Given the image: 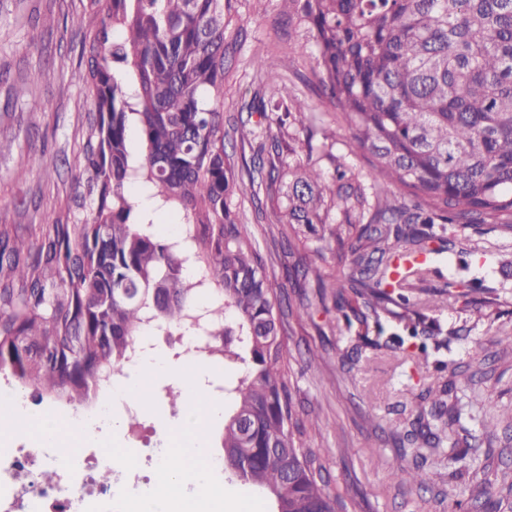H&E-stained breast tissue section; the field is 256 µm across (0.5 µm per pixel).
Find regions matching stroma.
<instances>
[{"mask_svg":"<svg viewBox=\"0 0 512 512\" xmlns=\"http://www.w3.org/2000/svg\"><path fill=\"white\" fill-rule=\"evenodd\" d=\"M87 0H0V140L11 149L0 154V224H43L66 220L75 189L74 159L81 127L92 105L85 94L81 61L83 34L71 23ZM283 0H264L262 10L245 7L238 24L242 34L230 47L225 67L224 123L241 116L244 102L258 88L254 62L271 60L286 84L311 78L315 48L281 24ZM53 71L51 82L34 80L40 69ZM305 124L312 141L297 140L290 163L318 160L325 173L333 167L326 151L364 165L351 146L348 128L336 130L331 148H324L321 128L326 107L304 91ZM240 220L254 234L266 262V272L278 295L298 304L315 295V278L303 288L288 278L291 257L273 245L270 228L258 212L248 180L236 193ZM508 267L493 263L482 272L484 306L451 301L438 308H408L388 304L379 320H362L350 309L327 300L313 317H287L281 340L288 355L293 422L303 427L311 415L327 426L309 433L307 441L325 467L329 490L339 495L347 512H479L463 486L495 473L512 471V351L497 340L512 334V250ZM427 330L428 351L414 348L412 328ZM459 368L457 406L473 441L467 457L456 463L427 461L422 486L397 487L389 478L400 452L388 439L408 418L405 405L449 368ZM170 383L158 379L153 411L144 413L138 433L121 431L102 443V453L134 448L135 467L143 477L142 492H150L160 458V430L175 421L176 410L166 397ZM498 415V439L486 446L480 436L491 415Z\"/></svg>","mask_w":512,"mask_h":512,"instance_id":"35a3bbf8","label":"stroma"}]
</instances>
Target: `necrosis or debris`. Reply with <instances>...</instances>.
I'll return each instance as SVG.
<instances>
[{
	"instance_id": "4bbe7bcc",
	"label": "necrosis or debris",
	"mask_w": 512,
	"mask_h": 512,
	"mask_svg": "<svg viewBox=\"0 0 512 512\" xmlns=\"http://www.w3.org/2000/svg\"><path fill=\"white\" fill-rule=\"evenodd\" d=\"M112 468L111 457L88 453L85 463L63 464L44 438H29L0 456V512H85L92 505H109L126 488L128 469L113 470L110 483L98 482L93 465ZM52 470L55 481H41Z\"/></svg>"
}]
</instances>
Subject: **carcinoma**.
I'll list each match as a JSON object with an SVG mask.
<instances>
[{
	"mask_svg": "<svg viewBox=\"0 0 512 512\" xmlns=\"http://www.w3.org/2000/svg\"><path fill=\"white\" fill-rule=\"evenodd\" d=\"M239 9L240 0H87L73 20L95 107L75 159L73 214L86 217L0 224V377L37 405L91 410V394L138 356L146 332L198 336L217 362L241 364L224 387L227 479L265 495L271 512H340L319 455L290 427L279 299L234 201L224 59ZM288 25L315 47L316 89L368 163L357 170L329 152V179L290 164L284 137L307 131L306 106L271 62H257L263 89L248 109L266 131L235 128L252 152V195L294 239L333 237L350 269L327 284L301 257L296 273L314 274L320 300L330 294L338 307L350 289L375 317L394 293L432 307L445 296L476 302L482 280L455 274L439 297L420 298L427 270L397 260L450 251L459 231L484 224L512 235V0H288ZM139 187L153 208L135 214ZM163 211L183 215L181 232L157 231ZM452 387L430 386L410 407L394 443L418 449L416 462L393 466L392 481L422 485L423 463L447 448L458 459ZM504 489L511 471L468 495L501 512Z\"/></svg>",
	"mask_w": 512,
	"mask_h": 512,
	"instance_id": "cac0c4a2",
	"label": "carcinoma"
}]
</instances>
